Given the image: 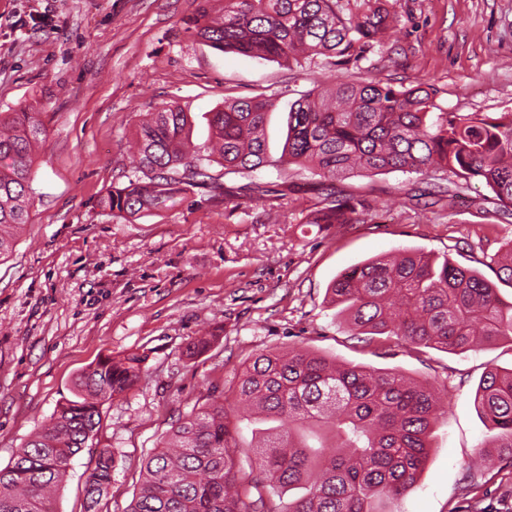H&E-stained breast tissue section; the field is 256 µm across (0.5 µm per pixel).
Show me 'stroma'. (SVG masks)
I'll return each instance as SVG.
<instances>
[{"instance_id":"obj_1","label":"stroma","mask_w":512,"mask_h":512,"mask_svg":"<svg viewBox=\"0 0 512 512\" xmlns=\"http://www.w3.org/2000/svg\"><path fill=\"white\" fill-rule=\"evenodd\" d=\"M199 0H0V112L36 107L46 138L32 166L27 224L0 258V467L11 462L76 376L100 359L140 356L133 387L106 402L96 440L112 448L101 512H125L145 458L178 419L224 395L256 353L303 348L340 364L403 374L439 400L427 461L392 512H512V463L477 471L490 434L474 394L483 374L512 367V342L464 352L357 335L330 305L343 270L402 249L494 278L512 251V212L483 182H458L455 203L433 178L400 171L336 180L364 205L355 224H309L320 200L295 171L285 199L241 206L201 185L134 223L100 198L134 169L139 122L175 101L207 138L205 112L265 96L280 155L292 102L315 83L426 82L448 112L512 113V0H389L399 26L384 46L341 66L307 68L216 50L188 31ZM215 338L190 358L202 334ZM95 451L74 456L55 512H84Z\"/></svg>"}]
</instances>
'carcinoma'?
Listing matches in <instances>:
<instances>
[{"mask_svg":"<svg viewBox=\"0 0 512 512\" xmlns=\"http://www.w3.org/2000/svg\"><path fill=\"white\" fill-rule=\"evenodd\" d=\"M210 2L199 0L187 22L196 37L222 52L301 68L320 56L338 65L357 61L382 45L396 21L385 0H224L216 17ZM274 108L270 98L226 99L206 113L208 140L191 147L190 113L163 104L138 126V166L100 206L131 222L206 182L224 199L236 198L238 191L221 182L227 175L272 169L286 188L288 171L297 166L324 188L308 224L359 221L333 182L391 171L477 178L502 208H512V113L443 112L425 83L400 89L379 80L318 84L290 105L281 154L273 157L265 127ZM44 135L31 113L0 112V258L12 252L17 225L27 223L33 154ZM215 164L217 175L210 173ZM328 292L360 334L445 351L512 342V301L448 257L412 251L376 257L341 272ZM139 362L106 358L81 373L72 397L0 468V512H52V493L70 460L98 433L100 407L136 383ZM235 397L243 410L257 408L274 423L259 430L258 470L238 476L235 436L224 402L214 399L172 427L146 461L126 512H390L388 503L415 484L438 418L428 386L303 350L258 353L237 373ZM474 407L495 432L497 456L512 459V368L486 372ZM114 464L112 449H98L85 512H98ZM293 485L306 493L284 511L275 497Z\"/></svg>","mask_w":512,"mask_h":512,"instance_id":"cac0c4a2","label":"carcinoma"}]
</instances>
